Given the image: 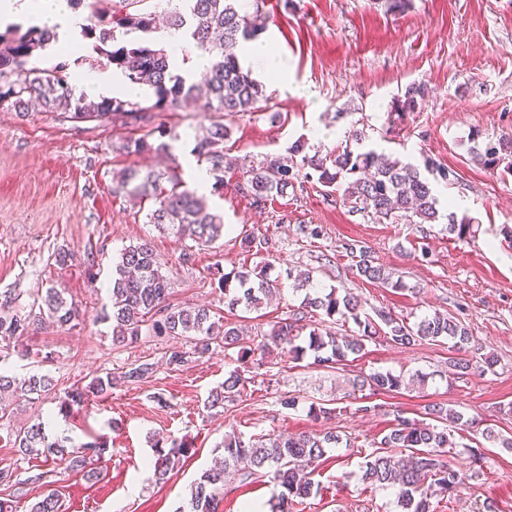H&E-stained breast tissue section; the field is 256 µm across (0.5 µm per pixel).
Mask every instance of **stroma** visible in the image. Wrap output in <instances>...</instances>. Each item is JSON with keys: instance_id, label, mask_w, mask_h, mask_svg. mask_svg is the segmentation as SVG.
Listing matches in <instances>:
<instances>
[{"instance_id": "obj_1", "label": "stroma", "mask_w": 512, "mask_h": 512, "mask_svg": "<svg viewBox=\"0 0 512 512\" xmlns=\"http://www.w3.org/2000/svg\"><path fill=\"white\" fill-rule=\"evenodd\" d=\"M242 10L268 16L263 37L287 69L262 78L264 96L254 111L225 120L231 135L224 150L233 166L223 187L206 192L211 209L224 216V235L191 264L180 259L185 238L146 223L144 211L113 195L112 178L131 164L184 165L192 142H176L169 159L134 157L120 150L126 131L112 122H76L38 106L23 116L0 109V303L12 298L13 310L24 314L53 286L83 313L77 326L29 331L8 368L19 376L49 375L61 393L135 362L154 365L152 377L116 385L108 399L89 402L69 419L49 397L17 402L11 418L0 421V469H17L22 482L0 485V497L17 496L26 512L50 487L62 512H177L187 505L191 484L223 458L225 434L261 440L332 430L353 445L328 449L315 476L322 490L304 501L302 512H398L394 491L364 484L360 467L396 414L421 420L427 405L442 403L478 421L455 431L452 463L468 470L476 452L484 464L455 491L435 493L433 512H478L486 501L497 512H512V449L482 435L486 426L512 435V250L501 233L512 227V175L483 167L470 153L472 136L512 133V0H408L400 13L389 10L388 0H244ZM414 82L425 84L428 94L420 109L397 120L392 103ZM216 118L189 101L178 111L154 113L149 127L193 134ZM353 129L389 157L419 166L432 160L452 170L451 181L433 183L439 210L462 201L456 214L471 218L470 236L453 238L440 224L425 231L404 220L373 222L351 213L340 191L313 179L298 178L262 211L237 192V163L287 156L295 145L301 154L323 155ZM303 224L320 225V239L306 240ZM246 231L276 242L268 274L279 291L258 313L229 309L211 275L216 267L227 274L256 264L241 248ZM143 240L162 260L172 304L209 306L214 320L239 325L250 337L297 310L304 293L295 276L307 272L314 286L356 295L369 313L384 310L412 322L451 314L497 364L455 379L447 346L422 341L406 348L371 343L363 358L337 369L315 365L309 356L295 361L274 354L262 364H244L236 350L218 345L209 356L172 368L168 357L189 350L187 338L145 330L136 343L116 346L111 323L98 319L110 304L113 263L122 249ZM349 240L367 246L376 264L403 278L406 290L354 278L342 250ZM60 247L71 254L63 264L54 258ZM234 371L246 380L240 393L224 407L206 408L211 391ZM373 371L401 373L410 382L374 396L380 411L365 413L351 382ZM416 373L425 374V382L413 381ZM291 395L298 396L297 406L283 407ZM313 403L330 408V415L314 418ZM38 415L51 435L107 441L111 453L97 464L101 479L80 471L58 476L52 462L18 455L8 437ZM166 439L183 441L190 451L159 483L150 462L154 443ZM37 474L43 482L31 483ZM279 491L268 475L234 477L224 484L218 512H247L252 504L271 503Z\"/></svg>"}]
</instances>
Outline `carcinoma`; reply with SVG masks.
Returning <instances> with one entry per match:
<instances>
[{
    "label": "carcinoma",
    "mask_w": 512,
    "mask_h": 512,
    "mask_svg": "<svg viewBox=\"0 0 512 512\" xmlns=\"http://www.w3.org/2000/svg\"><path fill=\"white\" fill-rule=\"evenodd\" d=\"M148 0H93L92 8L97 24L85 26L81 33L90 41L95 61L106 59L121 71L132 84H146L153 88L155 102L142 107L136 102L119 97L90 99L76 95L69 82L70 64L60 62L52 68H41L36 57L56 32L47 26H19L0 30V107L24 113L29 104L39 103L48 112H58L78 121L107 120L123 125H141L149 119L152 110L179 108L186 100L198 102L204 112H221L226 116L250 112L263 97L262 85L252 78L251 71L243 69L238 51L244 43L257 38L265 29L264 21L241 13L237 0H168L167 24L175 33L183 32L202 54L209 65L196 83H189L173 73L176 65L171 55L156 47L148 38L157 29L159 7L145 6ZM137 30L146 38L118 47V37ZM427 87L413 83L406 87L393 105L392 114L403 119L417 111L427 96ZM229 128L214 123L206 135L196 141L195 153L208 164L210 173L217 175L216 184H224V169L230 160L224 153V141ZM180 139L174 129L158 132L152 141L129 137L121 144L128 155L168 153L172 142ZM360 132L353 130L345 144L325 155L306 156L298 164L288 157H267L257 164L242 167V178L237 182L241 193L250 198L251 205L265 207L273 197L284 192L299 176L314 177L325 187L342 190V200L350 211L362 216L381 218L392 223L404 218L411 224H435L441 214L438 198L430 181L419 167L411 162L380 157L373 149H363ZM483 152L485 163L493 170L512 174V134H504L475 146ZM308 172L301 173L302 169ZM112 193L135 198L149 204L147 223L168 228L189 237L195 247H210L224 234V217L210 210L206 197L188 187L179 172L172 168L165 172L137 167L123 169L114 183ZM445 230L461 240L470 234L471 219L446 216ZM242 249L254 255H270L275 243L266 235L253 233L242 236ZM351 258L355 277L380 283L386 288L404 289L401 279L375 264L368 247L357 241L343 245ZM237 287L228 288L229 280ZM218 289L231 308L244 307L257 311L263 301L278 291L268 278L267 265H255L237 271L233 277L217 278ZM111 311L101 319L112 322V339L119 345L136 342L146 326L157 336H186L193 340L190 352L174 351L168 364L179 368L189 358L200 359L211 353L212 345L222 343L224 348L238 349V358L247 363L256 354L275 350L300 360L313 355L315 364L335 369L349 358L364 355L366 343L378 340L395 347H407L427 340L448 341V366L453 374L464 376L472 369L473 360L467 357L471 349L468 327L457 318L436 312L414 323L380 310L371 316L364 312L361 302L352 294L339 295L337 289L329 292H306L301 310L291 317L275 322L270 331L256 343L243 341L237 327L211 320L210 309L204 305L172 307L167 303L168 281L161 272V262L148 243L130 245L120 253L112 272L109 288ZM38 311L24 315L6 312L0 315V342L9 346L23 338L36 324L48 320L63 328L80 320L77 307L64 297L63 291L49 288L37 299ZM322 315L334 324L338 319H351L358 326V334L340 336L310 324V317ZM307 337H302L303 332ZM154 372L149 362L134 363L119 377L108 372L97 375L84 387H76L58 397L59 414L69 419L76 408L94 396L106 398L112 394L117 380L140 382ZM244 385L241 374L234 371L224 384L213 391L209 407L224 405L226 399ZM360 390L369 395L397 392L405 385L404 376L390 371H374L357 378ZM55 390V384L46 375L32 374L18 378L0 373V420L10 415V407L21 399L41 396ZM426 415L431 422L424 423L394 416L388 432L381 438L379 452L370 457L363 467L361 480L370 486L395 490L401 512H431L428 491L450 492L461 484L466 474L453 468L446 459L453 442L441 423L466 426L464 414L442 403L428 406ZM342 441L333 431L318 434L301 433L287 437H273L246 443L242 437L229 435L224 439V464L203 472L190 486V512H217L224 494V475L232 469L243 479L261 477L265 471L273 474L281 487L277 495L276 512H295L297 506L319 487L314 476L319 462ZM12 447L23 456H42L68 472L86 467L93 458H102L109 451L106 442L75 443L68 437H50L45 423L37 420L14 433ZM189 451L184 443L171 441L169 449L155 446L151 465L156 480L163 482L180 464ZM61 503L56 490L41 494L29 512H60Z\"/></svg>",
    "instance_id": "cac0c4a2"
}]
</instances>
